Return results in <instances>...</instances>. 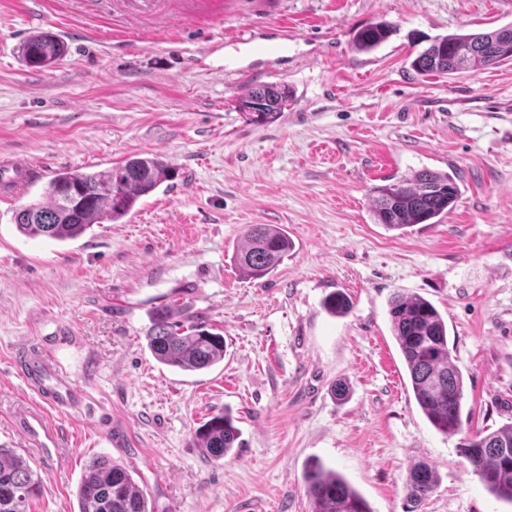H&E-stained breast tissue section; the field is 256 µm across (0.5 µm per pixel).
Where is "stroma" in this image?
<instances>
[{"mask_svg":"<svg viewBox=\"0 0 512 512\" xmlns=\"http://www.w3.org/2000/svg\"><path fill=\"white\" fill-rule=\"evenodd\" d=\"M377 22L393 33L356 52V31ZM506 25L512 0H210L163 42L106 9L0 0V157L52 175L160 153L178 171L120 221L66 242L14 223L46 179L0 201V446L42 481L32 512H77L96 456L124 462L153 512H311L317 460L372 512H512L460 456V435L421 412L388 314L397 294L432 302L464 375V430L512 423V62L460 77L411 67L434 37ZM41 31L66 46L46 71L21 59ZM282 32L287 55L269 53ZM271 83L288 111L246 123L238 96ZM423 169L459 172L453 209L401 232L375 223L371 188ZM251 224L293 243L258 281L231 262ZM334 291L349 296L346 315L325 310ZM160 307L222 334L223 363L185 373L156 361L145 336ZM36 349L87 394L83 410L47 408L57 448L26 447L10 419L15 403L40 402L14 367ZM226 410L241 446L215 463L194 434ZM417 461L439 482L413 508Z\"/></svg>","mask_w":512,"mask_h":512,"instance_id":"stroma-1","label":"stroma"}]
</instances>
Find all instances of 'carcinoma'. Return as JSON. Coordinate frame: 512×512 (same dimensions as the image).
I'll use <instances>...</instances> for the list:
<instances>
[{"instance_id":"obj_1","label":"carcinoma","mask_w":512,"mask_h":512,"mask_svg":"<svg viewBox=\"0 0 512 512\" xmlns=\"http://www.w3.org/2000/svg\"><path fill=\"white\" fill-rule=\"evenodd\" d=\"M393 31L386 22L360 28L354 47L369 52ZM65 45L41 32L24 45L26 63L45 70L63 55ZM512 61V26L483 33L437 36L412 62L421 74L474 72ZM288 90L278 84L249 89L236 100L246 122L263 127L276 122L288 107ZM174 177L171 164L161 154L129 156L93 174L63 170L54 174L43 200L15 215L16 228L28 238L59 241L83 235L95 224L117 222L140 199ZM455 173L422 170L407 180L373 188L375 223L389 230L414 224H436L450 211L460 194ZM288 235L273 224H251L232 256L238 273L249 280L273 275L288 257ZM324 306L333 315L348 313L346 294L329 295ZM389 317L394 339L409 372L418 406L439 432L452 436L461 431L464 377L448 349V324L437 308L421 296L397 295L390 301ZM147 346L161 363L182 371L206 370L224 360V336L204 326L175 320L159 309L146 336ZM240 429L230 412L212 416L195 430L199 447L214 462L239 447ZM459 451L495 498L512 503V423L489 434L476 433L460 441ZM311 512H371L363 495L343 475L316 461L305 473ZM438 474L425 462L409 466L407 499L420 504L434 491ZM41 494V484L28 462L10 448L0 447V512H30ZM78 512H151L142 489L129 467L97 457L83 467L76 490Z\"/></svg>"}]
</instances>
